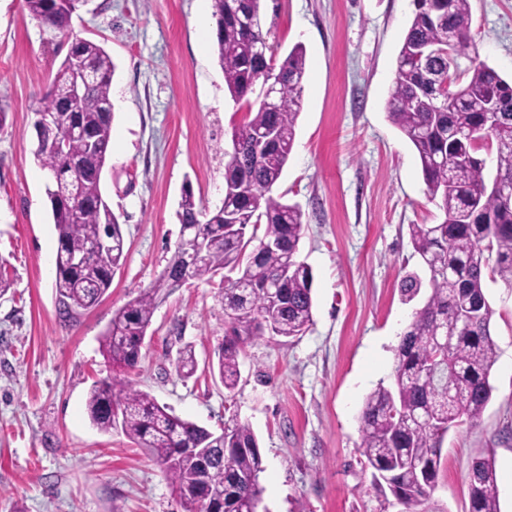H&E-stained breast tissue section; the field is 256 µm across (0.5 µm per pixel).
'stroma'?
I'll use <instances>...</instances> for the list:
<instances>
[{"label": "stroma", "instance_id": "35a3bbf8", "mask_svg": "<svg viewBox=\"0 0 512 512\" xmlns=\"http://www.w3.org/2000/svg\"><path fill=\"white\" fill-rule=\"evenodd\" d=\"M481 61L512 78V0H470ZM411 0H263L278 57L306 53L302 108L275 194L303 211L299 258L312 270V324L264 338L239 359L226 390L212 371L226 329L223 276L192 280L162 300L130 377L173 414L218 432L248 423L263 458L264 512H399L361 468V412L389 380L418 301L399 284L423 273L413 224H436L420 162L389 120L386 100L412 16ZM212 0H89L79 37L102 44L116 71L103 191L127 255L94 308L63 321L52 267L57 247L45 172L33 151V108L48 95L68 35L23 0H0V512H183L164 473L121 431L86 412L93 383L119 370L100 338L114 312L149 287L179 238L184 186L208 208L224 199V152L242 116L224 94ZM493 394L476 425L449 430L432 501L467 512L476 451L494 462L500 512H512V290L490 284ZM197 369L175 363L184 348Z\"/></svg>", "mask_w": 512, "mask_h": 512}]
</instances>
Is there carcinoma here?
<instances>
[{"mask_svg": "<svg viewBox=\"0 0 512 512\" xmlns=\"http://www.w3.org/2000/svg\"><path fill=\"white\" fill-rule=\"evenodd\" d=\"M215 54L230 100L246 109L233 128L235 145L224 162V202L209 212L185 188L179 224L210 240L201 257L176 248L153 285L118 309L100 348L124 371L137 367L157 304L190 279H227L222 303L227 329L218 352L224 388L234 389L239 357L265 336L294 338L312 323L310 267L298 260L304 222L299 205L273 192L291 153L300 114L306 60L295 47L283 60L272 50L260 18V0H213ZM414 13L400 49L387 99V114L410 141L420 161L430 200L443 215L437 224L409 225L415 253L429 274L430 292L402 334L391 383H379L361 413V454L382 496L400 512H436L431 506L448 430L480 421L493 386L496 361L490 324L494 310L487 282L512 288V81L473 55L470 0H412ZM44 26L67 32L73 11L57 0H24ZM249 16L245 27L240 18ZM85 78L77 111H68L72 72L62 61L42 111L56 110L55 132L67 136L77 121L94 141L68 139L64 152L38 147L34 160L56 175L62 201L49 197L57 233L55 291L60 317L69 322L96 306L125 259L118 217L103 197L101 178L112 138L111 84L115 64L99 44L77 39ZM471 62L459 72V59ZM273 69L281 76L278 105L254 102L259 77ZM450 82L452 99L442 93ZM495 155L490 172L483 155ZM277 294L269 292L271 286ZM421 278L408 275L400 290L416 298ZM448 336L436 362V338ZM86 409L101 431L119 426L160 465L183 512H259L258 441L250 426L236 423L217 434L160 406L129 379L108 377L89 391ZM468 512H500L495 463L476 452L468 473ZM224 489V501L208 506V491Z\"/></svg>", "mask_w": 512, "mask_h": 512, "instance_id": "carcinoma-1", "label": "carcinoma"}]
</instances>
